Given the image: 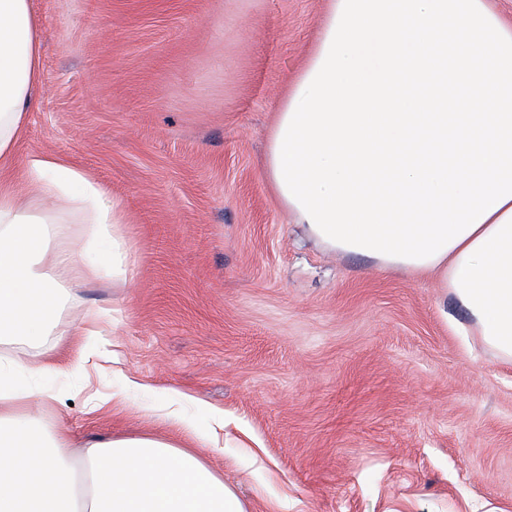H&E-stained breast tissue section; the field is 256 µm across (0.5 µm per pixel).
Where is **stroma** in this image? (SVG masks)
<instances>
[{
	"label": "stroma",
	"mask_w": 512,
	"mask_h": 512,
	"mask_svg": "<svg viewBox=\"0 0 512 512\" xmlns=\"http://www.w3.org/2000/svg\"><path fill=\"white\" fill-rule=\"evenodd\" d=\"M38 100L15 151L120 200L126 283H72L36 383L73 447L153 431L177 390L246 512H512V363L452 289L337 257L264 155L328 0H31ZM97 306L106 343L76 335ZM64 339H57V332Z\"/></svg>",
	"instance_id": "35a3bbf8"
}]
</instances>
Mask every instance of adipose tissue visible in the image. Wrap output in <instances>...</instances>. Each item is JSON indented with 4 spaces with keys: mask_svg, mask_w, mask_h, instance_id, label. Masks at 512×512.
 Instances as JSON below:
<instances>
[{
    "mask_svg": "<svg viewBox=\"0 0 512 512\" xmlns=\"http://www.w3.org/2000/svg\"><path fill=\"white\" fill-rule=\"evenodd\" d=\"M29 0H0V336L40 346L67 279L127 281L120 201L82 168L14 148L36 105ZM265 169L288 219L377 270L439 273L479 336L512 359V21L488 0H329L277 114ZM55 197L97 260L44 226ZM36 366L0 359V512H245L193 450L112 438L72 455L31 412Z\"/></svg>",
    "mask_w": 512,
    "mask_h": 512,
    "instance_id": "adipose-tissue-1",
    "label": "adipose tissue"
}]
</instances>
